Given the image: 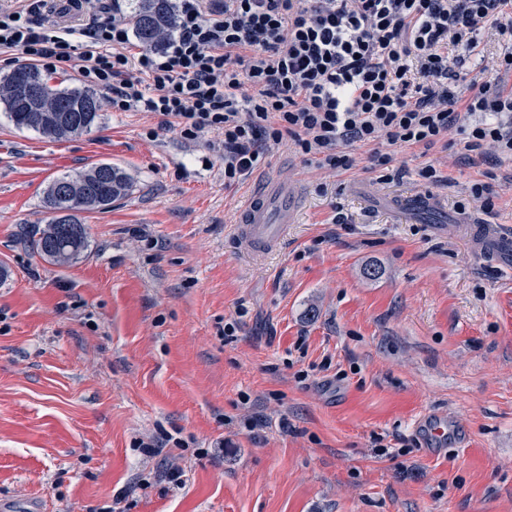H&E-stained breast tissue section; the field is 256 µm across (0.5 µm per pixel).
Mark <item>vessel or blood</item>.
<instances>
[{"mask_svg": "<svg viewBox=\"0 0 512 512\" xmlns=\"http://www.w3.org/2000/svg\"><path fill=\"white\" fill-rule=\"evenodd\" d=\"M298 195L295 187L268 179L263 189L250 197L242 211L237 231L251 243L256 251L275 248L288 226L294 223ZM475 244L491 252L501 262L512 261V234L496 231L494 226L483 223L471 227Z\"/></svg>", "mask_w": 512, "mask_h": 512, "instance_id": "vessel-or-blood-1", "label": "vessel or blood"}]
</instances>
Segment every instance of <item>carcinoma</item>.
Masks as SVG:
<instances>
[{
	"label": "carcinoma",
	"instance_id": "cac0c4a2",
	"mask_svg": "<svg viewBox=\"0 0 512 512\" xmlns=\"http://www.w3.org/2000/svg\"><path fill=\"white\" fill-rule=\"evenodd\" d=\"M129 8L134 35L143 47L158 48L174 32L177 6L173 0H129ZM22 77H29L48 88L50 97L44 104L52 111L68 110L75 114L80 110L90 113L91 118L73 122L65 128L33 122L28 103L15 94V85ZM0 106L16 127L33 130L48 139L61 140L91 131L102 103L91 91L53 85L36 67L20 64L0 77ZM61 184L68 187L69 195H59L56 186ZM130 189L128 175L110 163H97L87 170L54 179L43 197L44 207L52 218L30 240L32 250L56 265L77 261L88 248L86 227L78 213L107 208L113 201L127 196Z\"/></svg>",
	"mask_w": 512,
	"mask_h": 512
}]
</instances>
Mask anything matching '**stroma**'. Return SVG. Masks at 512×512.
<instances>
[{"instance_id":"stroma-1","label":"stroma","mask_w":512,"mask_h":512,"mask_svg":"<svg viewBox=\"0 0 512 512\" xmlns=\"http://www.w3.org/2000/svg\"><path fill=\"white\" fill-rule=\"evenodd\" d=\"M159 121L106 107L52 141L0 110V512H110L120 491L124 512H512V268L467 226L512 231V184L462 213L483 173L447 153L397 151L383 182L364 151L332 173L285 142L228 188L219 134ZM423 161L456 187L426 191ZM100 162L130 193L81 213V259L43 260L46 187ZM267 174L301 207L257 253L234 226ZM434 415L458 432L431 449ZM148 437L174 446L147 457ZM174 463L182 485L153 480Z\"/></svg>"}]
</instances>
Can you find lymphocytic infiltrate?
Returning <instances> with one entry per match:
<instances>
[{
    "instance_id": "lymphocytic-infiltrate-1",
    "label": "lymphocytic infiltrate",
    "mask_w": 512,
    "mask_h": 512,
    "mask_svg": "<svg viewBox=\"0 0 512 512\" xmlns=\"http://www.w3.org/2000/svg\"><path fill=\"white\" fill-rule=\"evenodd\" d=\"M97 2L14 0L0 8V53L73 71L113 111L175 121L183 139L220 132L225 187L286 139L334 171L363 147L383 172L403 148L475 167L490 147L512 169V0H183L175 34L134 55L128 21ZM56 10L85 22L59 25ZM488 31L495 68H467Z\"/></svg>"
}]
</instances>
